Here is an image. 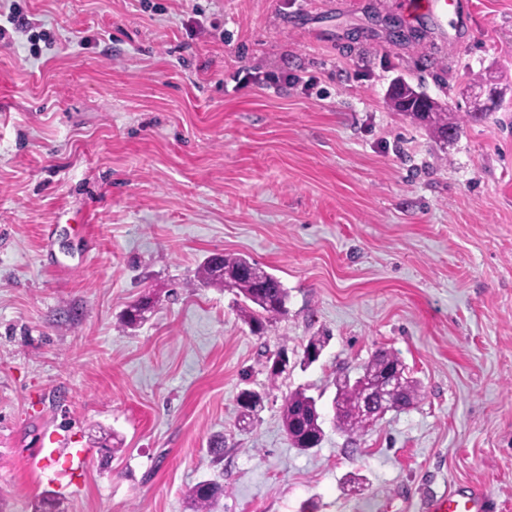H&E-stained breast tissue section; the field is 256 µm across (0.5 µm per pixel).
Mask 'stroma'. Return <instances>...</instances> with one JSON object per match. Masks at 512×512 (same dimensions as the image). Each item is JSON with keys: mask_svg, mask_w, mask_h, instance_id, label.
<instances>
[{"mask_svg": "<svg viewBox=\"0 0 512 512\" xmlns=\"http://www.w3.org/2000/svg\"><path fill=\"white\" fill-rule=\"evenodd\" d=\"M472 2L443 36L398 0H0L47 35L0 45V512H191L208 480L213 512H415L468 485L512 512V0ZM398 77L503 104L442 142L388 104ZM215 253L277 276L287 316L255 334L234 291L194 287ZM379 349L423 397L342 433L334 381ZM299 388L324 415L306 452L281 422ZM59 433L84 472L30 467ZM194 486L188 493L193 512H210L214 500L224 495V486L219 482L205 481Z\"/></svg>", "mask_w": 512, "mask_h": 512, "instance_id": "stroma-1", "label": "stroma"}]
</instances>
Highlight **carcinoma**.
I'll use <instances>...</instances> for the list:
<instances>
[{
  "instance_id": "carcinoma-1",
  "label": "carcinoma",
  "mask_w": 512,
  "mask_h": 512,
  "mask_svg": "<svg viewBox=\"0 0 512 512\" xmlns=\"http://www.w3.org/2000/svg\"><path fill=\"white\" fill-rule=\"evenodd\" d=\"M407 95L415 98L423 97L430 102L428 111H406L414 120L423 123L437 139L446 141L456 135L462 123L487 114L481 104L474 103L468 112H456L446 104H442L409 83L404 84ZM197 281L203 285L228 288L236 291L254 305L249 315V324L255 330H262L265 325L288 314L286 302L288 291L282 282L258 264L240 255L222 254L220 264L210 259L199 267ZM327 343L325 336H313L304 346L303 358L313 363L321 355ZM388 372L397 374L400 384L391 394L389 408L402 410L419 403L422 398L421 383L408 375L400 358L391 351L377 350L362 366V373L356 379L344 375L336 378L335 398L332 400L334 420L338 429L349 434L365 430L373 424L374 419L360 409V402L366 386H374ZM250 402L243 406L239 423L242 428L253 426V413L260 404L262 397L248 392ZM283 427L293 445L302 450L317 447L322 442L321 413L318 399L299 389L290 393L284 400L281 411ZM224 495V485L208 481L194 486L188 493L193 512H210L214 500Z\"/></svg>"
}]
</instances>
